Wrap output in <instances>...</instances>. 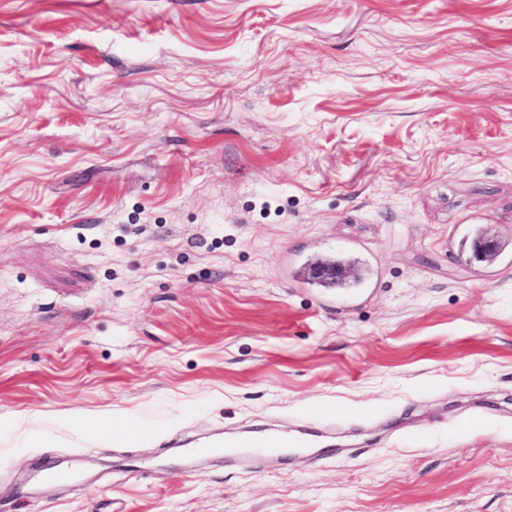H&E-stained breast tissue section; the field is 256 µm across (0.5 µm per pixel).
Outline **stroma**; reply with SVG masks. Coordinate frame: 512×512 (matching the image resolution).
Segmentation results:
<instances>
[{
  "label": "stroma",
  "mask_w": 512,
  "mask_h": 512,
  "mask_svg": "<svg viewBox=\"0 0 512 512\" xmlns=\"http://www.w3.org/2000/svg\"><path fill=\"white\" fill-rule=\"evenodd\" d=\"M0 512H512V0H0ZM302 448V442L295 436H291L288 432L277 433L263 438L262 436H256L246 443L239 442L235 443L232 441L225 440L224 443H216L211 445L213 452L216 454H224L225 457L235 456V448Z\"/></svg>",
  "instance_id": "35a3bbf8"
}]
</instances>
